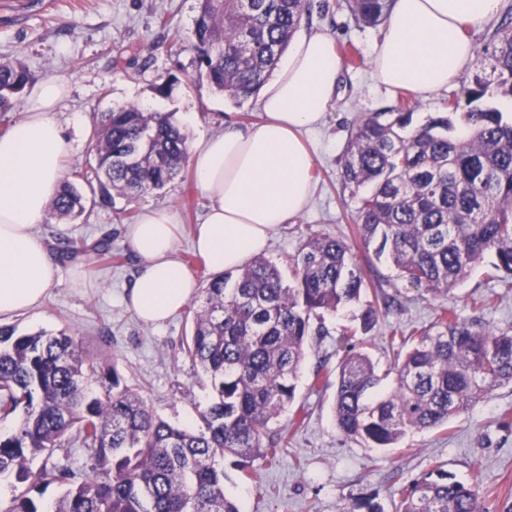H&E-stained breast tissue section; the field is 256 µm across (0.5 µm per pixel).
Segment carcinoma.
Instances as JSON below:
<instances>
[{"instance_id":"obj_1","label":"carcinoma","mask_w":512,"mask_h":512,"mask_svg":"<svg viewBox=\"0 0 512 512\" xmlns=\"http://www.w3.org/2000/svg\"><path fill=\"white\" fill-rule=\"evenodd\" d=\"M355 20L376 27L391 0H340ZM307 0H198L188 40L210 85L237 103L254 96L275 70L303 20ZM475 74L448 92L445 109L468 107L460 134L447 116L410 128L413 109L360 117L343 154L342 187L358 198L357 238L376 258L386 257L411 284L446 296L485 255L512 289V121L489 106L494 93L512 98V9L476 47ZM30 82L24 63H0V112ZM188 136L172 114L127 105L98 117L96 164L83 179L97 181L102 202L110 191L133 198L163 189L187 159ZM84 197L63 183L51 207L67 218L82 213ZM294 281L258 255L234 271L207 279L189 306L193 326L183 348L194 374L210 382L212 400L196 429L155 415L117 368L84 354L82 343L61 331L19 334L0 325V414L16 412L15 430L0 435V474L21 490L0 512H239L224 492L219 460L232 455L273 461L286 436L269 432L295 400L298 373L310 338L327 336L325 315L361 301L367 273L353 245L331 233L306 236L288 256ZM401 308L383 289L360 317L369 332L379 314ZM408 348L394 328L387 373L395 386L375 394L377 366L346 351L336 375L334 418L339 432L367 448H392L410 431L443 427L452 418L512 386V331L460 321L440 306L434 321L414 329ZM78 443L88 468L69 463ZM44 455L48 462L34 469ZM61 489L50 510L35 497ZM396 512H481L474 487L435 465L401 489Z\"/></svg>"}]
</instances>
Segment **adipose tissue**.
Segmentation results:
<instances>
[{"label":"adipose tissue","instance_id":"adipose-tissue-1","mask_svg":"<svg viewBox=\"0 0 512 512\" xmlns=\"http://www.w3.org/2000/svg\"><path fill=\"white\" fill-rule=\"evenodd\" d=\"M501 0H393L370 47L372 71L386 87L427 98L448 90L475 60L470 28L495 16ZM341 71L329 34L305 30L259 94V120L201 136L189 164L209 206L193 247L221 273L262 254L294 223L315 190L305 132L320 126L336 97ZM69 94L61 77L40 81L24 117L0 135V316L39 307L54 282L53 256L35 225L44 223L65 175L69 143L54 111ZM178 224L164 209L145 213L127 231L138 272L126 296L145 324L158 325L195 296V275L175 254Z\"/></svg>","mask_w":512,"mask_h":512}]
</instances>
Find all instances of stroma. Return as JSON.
<instances>
[{"mask_svg":"<svg viewBox=\"0 0 512 512\" xmlns=\"http://www.w3.org/2000/svg\"><path fill=\"white\" fill-rule=\"evenodd\" d=\"M49 14L28 13L22 19L0 17V62L23 61L34 81L66 78L70 94L55 116L70 144L66 179L95 161L98 113L130 103L157 104L172 113L189 139L222 129L224 122L249 123L258 116L255 99L238 104L215 91L199 75L198 54L185 37L193 28L198 0H57ZM312 26L327 31L340 52L342 70L336 98L323 125L308 133L315 159L316 191L295 223L284 225L270 242L265 258L282 262L294 254L303 237L317 232L351 234L355 201L343 190L339 173L350 132L365 112H385L408 98L414 107L413 125L426 123L441 110V97H406L375 83L369 47L380 36L377 27L359 25L336 0H309ZM183 37L171 51L175 37ZM179 78L170 95L157 85L168 75ZM85 209L74 219L49 218L37 225L47 245L65 235L80 252L72 260H56L54 284L46 303L31 312L8 317L18 332L66 331L82 342L84 352L103 366H117L127 383L137 388L153 412L172 425L198 427L200 411L210 403L209 383L192 375L181 358V341L192 319L180 310L161 326L142 324L124 301L136 258L126 242L130 224L145 212L164 208L180 224L176 256L188 261L198 282L210 276L196 257L192 232L202 222L208 198L197 187L191 170L164 189L130 200L113 195L111 206L101 203L99 190L82 186ZM128 218L118 222L117 211ZM112 245L111 259L92 247ZM373 266L386 292L399 294L401 310L379 316L362 334L360 348L379 369L393 356L385 338L391 328L409 331L429 325L438 306L452 307L459 320L479 321L494 329L512 330V291L502 288L501 274L485 257L474 272L448 296L436 298L424 287L399 277L387 259ZM328 335L313 337L299 373L296 406L305 420L290 425L291 412L272 423V431H287L288 441L275 464L226 456L224 487L241 512H341L355 499L375 497L384 512H395L402 481L444 464L457 479L475 486L483 512H499L512 502V387H503L451 420L444 427L408 433L394 448H366L341 435L333 415L336 386L314 387L316 368L336 371L342 358L336 338L359 331L354 311L326 316Z\"/></svg>","mask_w":512,"mask_h":512,"instance_id":"obj_1","label":"stroma"}]
</instances>
